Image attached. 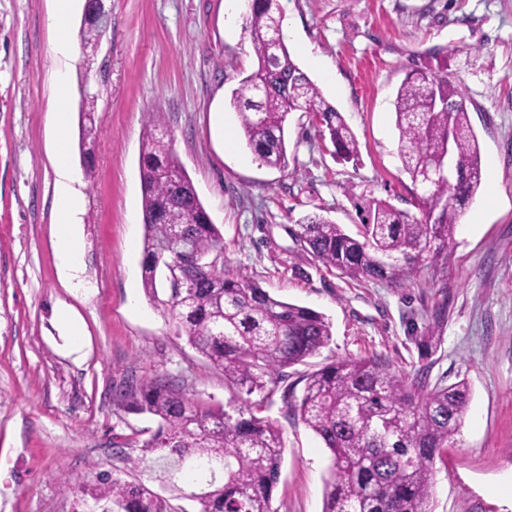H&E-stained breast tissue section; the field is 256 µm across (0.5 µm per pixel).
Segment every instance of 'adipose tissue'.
Masks as SVG:
<instances>
[{
    "instance_id": "obj_1",
    "label": "adipose tissue",
    "mask_w": 512,
    "mask_h": 512,
    "mask_svg": "<svg viewBox=\"0 0 512 512\" xmlns=\"http://www.w3.org/2000/svg\"><path fill=\"white\" fill-rule=\"evenodd\" d=\"M69 82L65 72L56 76V101L48 114V122L56 134L54 165L57 175L55 186V213L58 223L65 229L58 237L57 256L63 273L76 270L82 253L80 240L71 232L72 224L78 223L84 199L77 187V179L69 165L65 130L68 123Z\"/></svg>"
}]
</instances>
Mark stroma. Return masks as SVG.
I'll list each match as a JSON object with an SVG mask.
<instances>
[{
  "mask_svg": "<svg viewBox=\"0 0 512 512\" xmlns=\"http://www.w3.org/2000/svg\"><path fill=\"white\" fill-rule=\"evenodd\" d=\"M112 26L95 53L53 55L54 0H0V512H76L61 476L92 466L125 481L157 424L116 399L159 378L213 404L224 373L180 336L142 285L139 156L150 113L224 240V257L282 300L323 313L329 348L286 368L290 384L338 359L375 358L431 381L467 380L460 435L434 467L431 512H512V0H281L285 44L360 149L336 160L311 113L288 116L289 166L261 165L230 96L256 66L246 0H108ZM320 68H312L309 56ZM93 65H86V58ZM426 66L461 90L478 137L483 184L463 208L447 266L403 284L353 280L314 261L290 234L320 214L356 231L372 200L418 214L398 155L393 101ZM72 96L67 140L85 196L80 287L57 270L56 71ZM99 90L98 130L81 147V82ZM84 327L74 350L65 316ZM262 416L285 441L274 512H322L329 453L280 395Z\"/></svg>",
  "mask_w": 512,
  "mask_h": 512,
  "instance_id": "1",
  "label": "stroma"
}]
</instances>
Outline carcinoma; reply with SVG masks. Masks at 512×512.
Wrapping results in <instances>:
<instances>
[{"mask_svg": "<svg viewBox=\"0 0 512 512\" xmlns=\"http://www.w3.org/2000/svg\"><path fill=\"white\" fill-rule=\"evenodd\" d=\"M247 29L257 68L232 91L247 145L271 168L288 167V114L311 112L322 138L344 162L358 160L357 140L342 115L292 60L286 46L270 48L280 19L277 0H249ZM94 48L102 33L88 18L79 31ZM159 116L148 119L140 153L145 225L142 284L157 291L160 267L179 256L170 229L181 228L198 255L224 250L218 228L170 144L157 136ZM399 155L418 196L417 218L387 202L369 207L355 234L327 217L304 218L291 235L301 249L328 269L353 279L403 283L429 266H443L456 228L458 207L483 179L480 148L461 90L429 69L406 74L395 101ZM452 145L456 178L425 181L426 171ZM192 288H173L169 314L188 343L224 371L232 394L212 405L157 380L119 392L128 408L158 420L141 445L135 467L192 497L199 512H272L271 500L284 454L283 432L259 417L249 396L275 393L283 369L305 362L332 342V324L322 313L275 297L230 263ZM301 396L287 385L286 407L323 441L330 453L322 512H429L436 459L453 444L464 423L470 388L464 380L430 384L428 372L391 371L376 359L335 360L305 375ZM112 512H171L168 500L148 484L97 472L83 485Z\"/></svg>", "mask_w": 512, "mask_h": 512, "instance_id": "carcinoma-1", "label": "carcinoma"}]
</instances>
